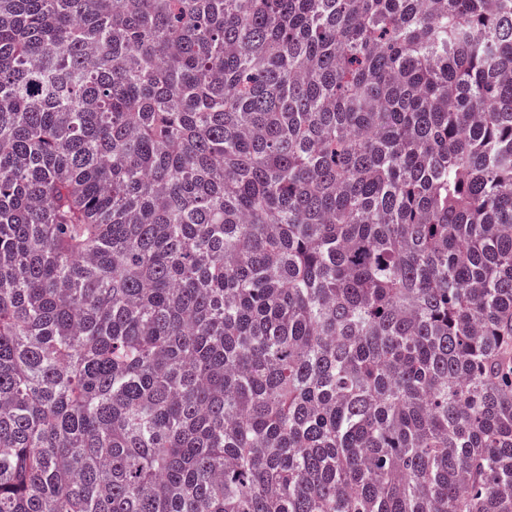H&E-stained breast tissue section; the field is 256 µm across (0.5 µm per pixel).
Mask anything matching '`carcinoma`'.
Listing matches in <instances>:
<instances>
[{
    "instance_id": "cac0c4a2",
    "label": "carcinoma",
    "mask_w": 512,
    "mask_h": 512,
    "mask_svg": "<svg viewBox=\"0 0 512 512\" xmlns=\"http://www.w3.org/2000/svg\"><path fill=\"white\" fill-rule=\"evenodd\" d=\"M0 512H512V0H0Z\"/></svg>"
}]
</instances>
